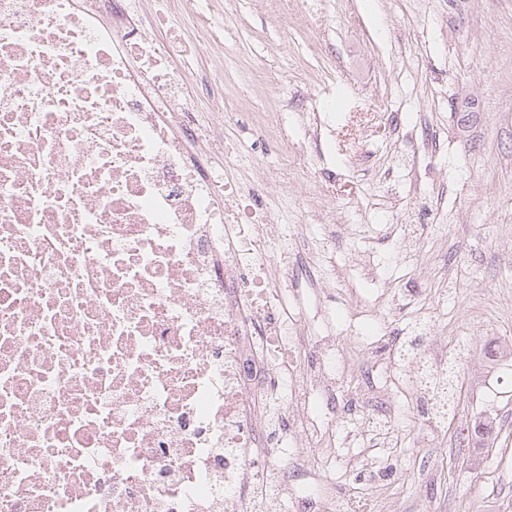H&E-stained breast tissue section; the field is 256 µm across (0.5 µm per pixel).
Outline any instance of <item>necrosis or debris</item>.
<instances>
[{"label": "necrosis or debris", "mask_w": 512, "mask_h": 512, "mask_svg": "<svg viewBox=\"0 0 512 512\" xmlns=\"http://www.w3.org/2000/svg\"><path fill=\"white\" fill-rule=\"evenodd\" d=\"M129 0H0V512H374L312 465L448 422V353L319 332L303 227L227 211L224 103L159 77L180 40ZM414 374L424 418L391 386Z\"/></svg>", "instance_id": "1"}]
</instances>
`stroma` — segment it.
Here are the masks:
<instances>
[{
	"instance_id": "35a3bbf8",
	"label": "stroma",
	"mask_w": 512,
	"mask_h": 512,
	"mask_svg": "<svg viewBox=\"0 0 512 512\" xmlns=\"http://www.w3.org/2000/svg\"><path fill=\"white\" fill-rule=\"evenodd\" d=\"M167 22L160 38L188 44L171 59L200 88L224 94L227 177L257 164L287 170L278 194L250 208L280 223L342 224L336 280L324 302L347 333V287L384 294V336L416 316L403 288L433 303L436 342L463 341L458 419L439 437L404 439L403 470L377 512H512V371L483 354L488 337L512 341V0H149ZM265 80H258V73ZM404 224L437 236L403 244ZM386 271L371 275L364 255ZM455 293L435 297L440 279ZM492 423L459 450L460 422ZM367 451L340 448L336 494L370 489Z\"/></svg>"
}]
</instances>
